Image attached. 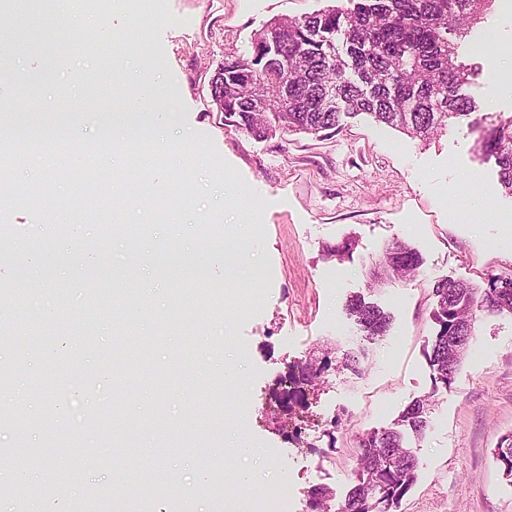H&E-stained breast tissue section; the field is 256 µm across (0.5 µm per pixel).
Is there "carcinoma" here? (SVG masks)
I'll return each mask as SVG.
<instances>
[{"mask_svg": "<svg viewBox=\"0 0 512 512\" xmlns=\"http://www.w3.org/2000/svg\"><path fill=\"white\" fill-rule=\"evenodd\" d=\"M302 19H275L257 34L251 51L224 62L211 79L213 102L224 120L258 138L278 130L320 134L339 126L341 116L365 113L377 122L427 137L448 120L478 112L461 93L473 68L458 60L450 36L465 37L492 0H350ZM343 35L345 56L330 36ZM483 154L495 159L501 184L512 196V116L482 131ZM417 251L402 243L383 257V267L404 274L420 267ZM438 325L428 361L434 379L450 386L474 336L476 312L512 313V276H492L479 290L460 281L434 288ZM347 310L373 343L387 335L390 317L361 297ZM332 367L324 357L288 366V412L306 407L317 381ZM426 399L408 405L396 427L359 437L353 485L339 512H394L416 480L417 458L399 428L419 437L429 425ZM512 476V439L494 450ZM326 488L310 492L311 512H329Z\"/></svg>", "mask_w": 512, "mask_h": 512, "instance_id": "carcinoma-1", "label": "carcinoma"}]
</instances>
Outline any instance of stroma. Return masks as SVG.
<instances>
[{"mask_svg": "<svg viewBox=\"0 0 512 512\" xmlns=\"http://www.w3.org/2000/svg\"><path fill=\"white\" fill-rule=\"evenodd\" d=\"M330 0H131L115 4L114 27L136 71L113 73L115 48L98 28L73 32L74 49L55 80H26L51 50L38 0L12 11L16 44L0 95L14 108L0 132L63 128L93 141L114 126L130 140L155 131L176 142L214 141L218 151L270 200L262 232L248 218L220 215L227 239L198 236L174 257L143 271L132 252L156 249L149 226L131 234L84 229L59 241L48 225L14 212L0 236V289L25 281L22 303L0 299L10 321L0 330V421L18 411L31 420L24 465L18 439L0 424V474L24 479L29 503L76 512H243L237 491L214 481L221 470H254L275 481L265 458L229 450L239 442L277 448L295 493L350 489L360 434L393 427L420 398L430 401L423 437L404 431L418 477L399 512H512V477L494 459L512 435V313L478 314L474 339L451 386L436 383L427 352L436 332L433 288L445 280L484 288L512 274V196L493 159L479 149L467 118L422 140L366 114L343 117L326 136L288 131L256 138L226 125L211 96L225 60L248 54L254 36L276 18L297 19ZM460 60L476 71L464 88L484 122L512 115V93L499 90L489 55L457 41ZM350 243L349 255L333 246ZM415 248L414 276L374 282L372 271L393 243ZM86 262L80 287L66 270ZM103 297L91 308L90 290ZM363 296L389 314L384 340L369 343L346 310ZM363 351L361 373L340 368ZM336 360L310 397L298 442L294 416L265 406L288 366L323 355ZM237 376L224 379L225 363ZM75 380L83 411L96 425L50 414L59 379Z\"/></svg>", "mask_w": 512, "mask_h": 512, "instance_id": "obj_1", "label": "stroma"}]
</instances>
